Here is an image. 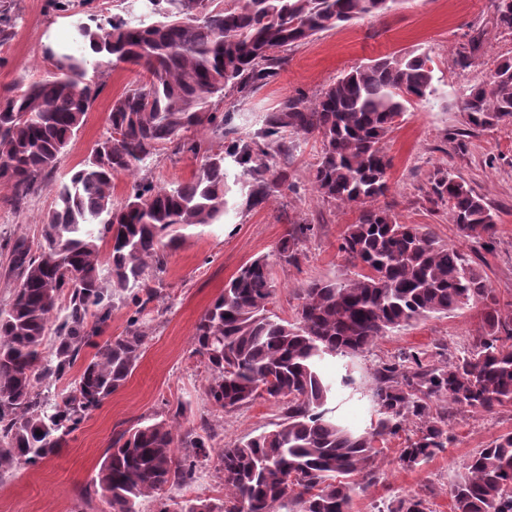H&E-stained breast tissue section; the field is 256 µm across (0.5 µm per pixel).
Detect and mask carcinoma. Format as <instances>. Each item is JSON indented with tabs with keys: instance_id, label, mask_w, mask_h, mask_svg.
I'll return each instance as SVG.
<instances>
[{
	"instance_id": "carcinoma-1",
	"label": "carcinoma",
	"mask_w": 512,
	"mask_h": 512,
	"mask_svg": "<svg viewBox=\"0 0 512 512\" xmlns=\"http://www.w3.org/2000/svg\"><path fill=\"white\" fill-rule=\"evenodd\" d=\"M399 2L130 0L125 17L72 23L75 41L98 59L51 49L48 55L65 67L20 93H0V180L22 203L42 189L84 123L94 96L87 67L130 65L141 74L112 101L105 134L57 188L40 239H17L9 249L18 284L0 307V474L58 453L86 416L125 385L146 343L142 318L161 297L146 282L147 270L160 280L183 230L224 217L229 177L249 209L294 189L279 158L306 136L320 141L314 190L327 203L360 210L338 246L350 271L299 289L297 317L288 321L268 309L275 288L270 264L254 258L229 280L193 336L212 406L238 408L266 395L287 400L284 418L219 450L199 435L178 437L166 419L148 421L112 440L92 480L94 495L108 512H138L140 500L188 484L198 461L213 456L224 474V499H173L159 512H352L356 489L376 478L378 438L413 422L400 460L414 467L447 448L453 409L512 406V300L501 302L455 247L400 223L386 208L366 207L389 190L388 135L409 106L436 93L429 56H385L352 68L313 99L285 97L252 138L236 136L229 113L217 111L224 99H244L276 79L284 64L277 50L382 16ZM493 27L512 34V0H494ZM459 108L474 129L511 126L512 58L463 89ZM209 132L228 140L224 149L206 145ZM162 155H190L201 164L189 180L161 186L151 164ZM118 175L130 177L131 186L116 202ZM425 195L448 209L460 236L479 244L494 239L490 208L449 170L429 174ZM313 234L311 224L292 225L277 258L299 264L301 245ZM134 288L135 310L123 333L97 346L61 401L48 402L37 384L67 375L91 345L88 316L106 321L115 300ZM478 303L481 333L463 355L435 366L419 352L404 353L373 374L374 425L358 432L336 419L329 407L336 386L354 378L345 364L339 379H327V358L353 356L389 332ZM50 332L56 343L46 356ZM178 448L190 452L179 457ZM452 498L453 512H512V431L469 456ZM380 512L430 510L425 499L405 496Z\"/></svg>"
}]
</instances>
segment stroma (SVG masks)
<instances>
[{
	"label": "stroma",
	"instance_id": "obj_1",
	"mask_svg": "<svg viewBox=\"0 0 512 512\" xmlns=\"http://www.w3.org/2000/svg\"><path fill=\"white\" fill-rule=\"evenodd\" d=\"M15 3L12 36L0 43V90L21 80L42 79L53 69L45 48L70 40V17L50 10L47 0ZM492 12L491 0H403L382 17L358 19L283 50L285 63L277 79L232 108L238 136L249 138L264 127L269 113L286 96L300 92L315 97L343 72L374 59L411 51L427 53L437 91L416 103L386 139L392 159L390 189L378 205L390 209L400 222L419 225L469 254L490 288L506 301L512 299V129L470 131L456 107L462 88L485 80L500 57H512V35L493 28ZM476 36L481 46L472 66L458 67L459 48ZM136 77L135 69L126 65L88 70L87 81L99 91L52 173L50 187L16 207L10 202L11 186L0 183V306L9 303L15 289L6 243L19 237L39 239L42 220L53 205L52 185L68 180L71 170L87 157L107 129L113 99ZM319 152V141L309 137L300 139L289 157L288 172L296 191H283L248 210L238 205L239 190L231 189L228 199L236 203V210L218 223L185 230L168 256L157 310L144 319V353L125 386L90 414L57 455L0 476V512H101V500L85 497L84 492L113 438L141 421L164 419L170 408L179 405L184 414L175 422L178 434L207 418L217 448L271 430L282 419V403L264 396L236 409L215 410L205 397L207 372L194 353L193 336L201 315L223 293L225 283L256 257H267L276 285L270 309L290 321L296 317L297 292L304 283L345 273L347 264L338 246L358 211L324 203L314 191L310 168ZM438 169L460 176L490 205L497 216L493 249L460 237L447 210L427 201L426 179ZM294 221L315 227L296 267L280 263L275 253ZM481 318V305L473 304L388 333L351 360L333 359L329 370L338 371L347 364L356 379L354 388L336 394L340 415L354 427H370L377 419L372 397L377 368L408 351L422 352L433 364L447 361L477 336ZM451 427L453 443L415 468L399 460L406 433L379 441L376 482L367 491L357 492L353 512H375L377 504L408 495L426 499L431 512H451V484L474 449L512 431V407L481 414L458 410ZM169 495L177 501L221 499L223 476L214 464L204 465L188 485L170 490Z\"/></svg>",
	"mask_w": 512,
	"mask_h": 512
}]
</instances>
